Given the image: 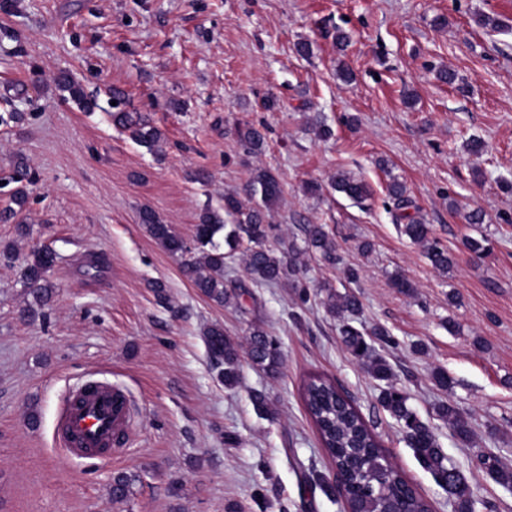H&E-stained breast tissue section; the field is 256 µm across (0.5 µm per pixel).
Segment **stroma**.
<instances>
[{
  "label": "stroma",
  "instance_id": "35a3bbf8",
  "mask_svg": "<svg viewBox=\"0 0 512 512\" xmlns=\"http://www.w3.org/2000/svg\"><path fill=\"white\" fill-rule=\"evenodd\" d=\"M11 2L0 8V209L17 158L35 177L25 208L0 221V247L21 257L48 248L57 263L53 297L32 320L19 314L35 299L18 266L0 263V512H347L341 494L314 483L335 466L302 398L313 375L350 398L430 512H454L323 304L339 268L304 252L302 295L254 284L236 254L224 285L240 295L220 305L140 222L151 208L191 240L201 211L221 208L258 168L281 182L271 221L283 236L300 245L301 225H327L358 269V321L388 329L381 353L394 380L465 476L477 512H512V488L474 467L484 454L512 469V191L502 188L512 184V0ZM483 15L501 28L479 26ZM302 41L309 56L296 51ZM344 65L348 83L337 76ZM441 67L456 84L437 80ZM62 70L96 98L94 111L65 100L53 81ZM115 88L162 132L160 150L113 124ZM246 124L266 135L252 155L236 135ZM320 124L331 138L316 137ZM472 137L481 156L464 149ZM340 171L369 186L364 204L331 189ZM394 179L447 248L448 272L394 224ZM309 182L321 193H306ZM473 210L481 223L466 222ZM470 239L484 250L470 251ZM398 274L411 293L393 288ZM211 324L242 344L264 328L280 344L278 372L244 356L239 384L225 388L203 336ZM438 369L451 391L435 386ZM93 372L126 386L131 411L125 445L84 460L55 443V420L63 393ZM254 390L273 413L256 410ZM448 400L470 441L437 416ZM119 475L131 480L122 502L110 495Z\"/></svg>",
  "mask_w": 512,
  "mask_h": 512
}]
</instances>
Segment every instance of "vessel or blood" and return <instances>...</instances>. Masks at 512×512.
I'll list each match as a JSON object with an SVG mask.
<instances>
[{
	"mask_svg": "<svg viewBox=\"0 0 512 512\" xmlns=\"http://www.w3.org/2000/svg\"><path fill=\"white\" fill-rule=\"evenodd\" d=\"M125 390L90 374L60 400L58 444L73 457L93 459L122 445L129 416Z\"/></svg>",
	"mask_w": 512,
	"mask_h": 512,
	"instance_id": "1",
	"label": "vessel or blood"
}]
</instances>
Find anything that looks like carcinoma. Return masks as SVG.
Here are the masks:
<instances>
[{"instance_id":"obj_1","label":"carcinoma","mask_w":512,"mask_h":512,"mask_svg":"<svg viewBox=\"0 0 512 512\" xmlns=\"http://www.w3.org/2000/svg\"><path fill=\"white\" fill-rule=\"evenodd\" d=\"M55 85L68 93L69 100L81 110L90 112L96 107V100L87 96L69 72H59L55 77ZM112 100L116 101L112 112L113 123L127 131L136 142L150 148L158 146L161 141L160 131L140 114L121 109L123 99L120 92L112 91ZM238 137L248 153L259 150L264 142V134L254 126L238 129ZM32 178L31 169L24 159L14 163L10 175L12 182L30 183ZM332 188L356 202L369 196L364 183L343 172L336 174ZM390 193L396 200L397 208L402 210V213L395 216L401 234L425 248L432 266L442 271L448 270L452 259L446 249L431 239L430 225L421 218L403 212L410 204L405 197L404 186L395 180L390 185ZM245 194L249 198L247 205L238 194L227 193L224 195L222 209L207 208L202 211L198 224L194 225V245L191 247L155 211L141 209L140 221L162 248L185 257L184 275L203 296L218 304H226L236 297L234 292L224 288L226 253L214 241L215 236L224 229L227 230L224 244L228 246L229 253L246 245L243 251L245 267L254 283H284L301 289L302 297H307V284L301 278V268L297 263L300 249L292 243L287 250L278 253L268 246L269 240L278 237L279 231V225L269 223L271 213L282 195L278 177L266 169L256 170ZM25 203L24 191L16 190L12 195V205L0 211V220L14 218L16 209L23 208ZM228 220L231 221L229 225L226 224ZM302 232L307 247L317 252L324 262L330 265L341 262L335 239L327 225L305 224ZM56 261L57 255L53 251L37 249L20 265V278L26 284L37 286L36 300L41 303L51 293V289L47 288V274L54 268ZM324 290V305L329 314L339 319V333L346 348L354 357L363 361L374 380L384 383L378 401L401 425L407 445L438 484L456 496L457 512H475V501L464 485L463 476L449 462L429 425L409 406L407 393L392 383L393 369L374 346L377 341L391 342L388 330L381 325L368 332L358 328L354 320L361 307L357 295L348 289L340 292L330 285L324 286ZM203 336L216 366L221 368L219 377L224 381V386L236 387L240 380L238 344L218 324L206 327ZM247 355L254 366L267 372L276 371L282 361L278 342L260 328L253 330L248 338ZM303 397L323 447L333 459L336 471L344 477L342 489L352 512H429L426 502L400 472L390 465L374 433L331 380L319 376L311 378L304 387ZM437 413L442 420L448 422L457 437L470 439V424L454 404H440ZM479 463L491 472L498 483L505 487L512 486L511 469L499 465L497 460L489 456L480 458Z\"/></svg>"}]
</instances>
